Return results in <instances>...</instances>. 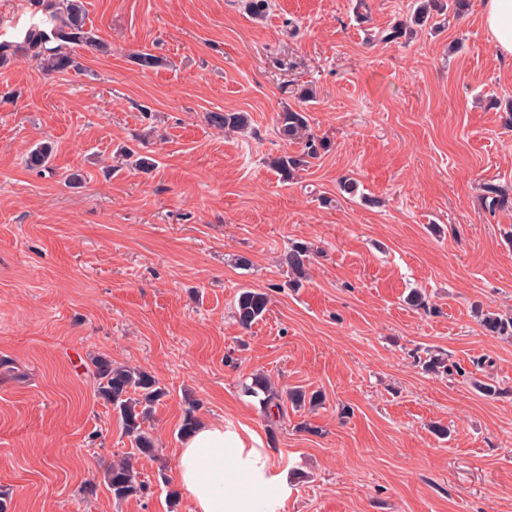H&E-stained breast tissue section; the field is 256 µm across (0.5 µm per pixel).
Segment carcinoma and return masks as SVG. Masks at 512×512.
Wrapping results in <instances>:
<instances>
[{
    "label": "carcinoma",
    "mask_w": 512,
    "mask_h": 512,
    "mask_svg": "<svg viewBox=\"0 0 512 512\" xmlns=\"http://www.w3.org/2000/svg\"><path fill=\"white\" fill-rule=\"evenodd\" d=\"M62 6H56L55 0H46L45 17L31 23L19 33L17 39L0 41V68L11 64L12 59L22 54L28 56L47 73L62 74L75 67V61L69 45H81L92 52H101L103 43L95 32L86 26L85 8L82 0H61ZM468 0H421L419 7L411 15L413 22L418 23L432 11L449 9L457 16L468 9ZM208 122L220 130H242L249 125V117L244 112H211L207 115ZM277 130L281 139L298 144L301 149L296 154L287 152L272 157L269 163L281 175L283 180L294 178L296 172L310 166L322 157L328 148L327 140L311 133L309 118L302 109L285 106L277 114ZM51 156V148L43 144L34 149L27 158L31 168L47 166ZM309 254L306 247L295 245L286 255L288 272L302 277ZM270 299L265 292L245 289L240 292L235 303V317L245 329L250 328L263 317L268 310ZM481 325L492 336L512 338V314L485 315ZM93 379L99 397L112 405L113 411L119 416L125 434L134 443L141 454L154 457L157 455L156 442L144 423L152 407L165 395L166 391L149 373L124 365H118L106 358L92 360ZM427 370L442 371L447 375L465 374L461 366L446 363L440 355H432L424 361ZM246 392L259 398V403L266 412L274 409L282 410V394L272 387L267 378L256 376L246 387ZM288 401L295 407L306 404L315 405L321 401V394H308L303 390L288 391ZM188 407L182 420V435L190 434L198 424L195 416L196 402L187 400ZM103 482L112 493L114 500L121 502L130 497L143 494L147 485L140 480L131 460L124 458L109 466L103 474Z\"/></svg>",
    "instance_id": "cac0c4a2"
}]
</instances>
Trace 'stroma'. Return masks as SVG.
Here are the masks:
<instances>
[{
	"label": "stroma",
	"instance_id": "35a3bbf8",
	"mask_svg": "<svg viewBox=\"0 0 512 512\" xmlns=\"http://www.w3.org/2000/svg\"><path fill=\"white\" fill-rule=\"evenodd\" d=\"M83 3L107 53L73 47L64 74L24 56L0 69L8 512H195L177 482L190 398L286 478L278 496L246 485L258 512H512V340L472 313H512V58L482 0L392 43L370 35L415 0H271L263 21L246 0ZM140 50L162 66L140 69ZM287 105L330 148L285 182L266 159L297 150L276 133ZM210 112L250 126L216 129ZM42 142L48 168L28 169ZM490 185L506 194L493 208ZM296 243L311 260L298 289L283 262ZM245 288L270 299L247 330L232 316ZM414 290L427 308L407 304ZM432 354L467 378L423 370ZM97 356L165 387L144 424L156 457L98 397ZM258 373L323 403L267 420L242 389ZM128 456L147 489L118 502L102 474Z\"/></svg>",
	"mask_w": 512,
	"mask_h": 512
}]
</instances>
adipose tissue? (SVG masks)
<instances>
[{
	"label": "adipose tissue",
	"instance_id": "adipose-tissue-1",
	"mask_svg": "<svg viewBox=\"0 0 512 512\" xmlns=\"http://www.w3.org/2000/svg\"><path fill=\"white\" fill-rule=\"evenodd\" d=\"M483 19L501 57L512 58V0H483ZM177 480L196 512H255L244 483L270 485L260 451L223 423L202 421L176 450Z\"/></svg>",
	"mask_w": 512,
	"mask_h": 512
}]
</instances>
